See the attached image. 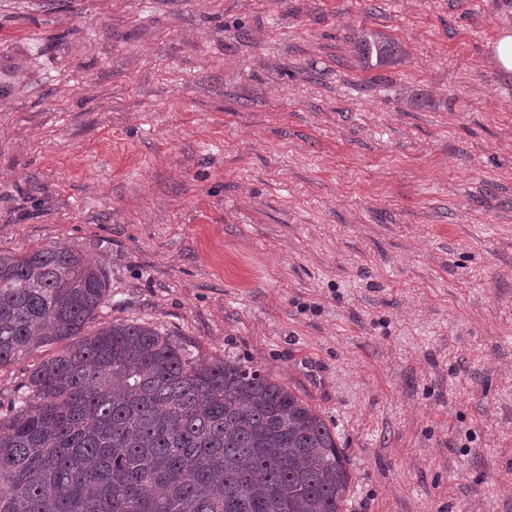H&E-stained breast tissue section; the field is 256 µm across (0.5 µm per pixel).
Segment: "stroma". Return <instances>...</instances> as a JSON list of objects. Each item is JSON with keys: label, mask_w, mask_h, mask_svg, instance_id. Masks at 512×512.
<instances>
[{"label": "stroma", "mask_w": 512, "mask_h": 512, "mask_svg": "<svg viewBox=\"0 0 512 512\" xmlns=\"http://www.w3.org/2000/svg\"><path fill=\"white\" fill-rule=\"evenodd\" d=\"M404 50L355 65L351 37ZM512 0H0V253L267 369L347 512H512Z\"/></svg>", "instance_id": "1"}]
</instances>
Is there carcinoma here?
Segmentation results:
<instances>
[{"label": "carcinoma", "mask_w": 512, "mask_h": 512, "mask_svg": "<svg viewBox=\"0 0 512 512\" xmlns=\"http://www.w3.org/2000/svg\"><path fill=\"white\" fill-rule=\"evenodd\" d=\"M364 69L403 49L354 37ZM106 273L65 246L0 254V367L69 340L0 404V512H344L351 473L304 398L147 322L87 331Z\"/></svg>", "instance_id": "1"}]
</instances>
